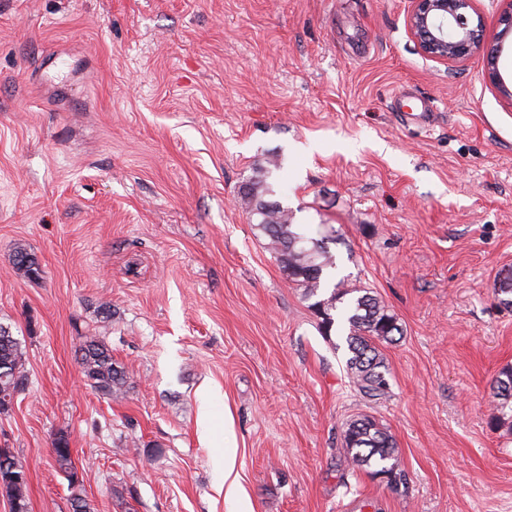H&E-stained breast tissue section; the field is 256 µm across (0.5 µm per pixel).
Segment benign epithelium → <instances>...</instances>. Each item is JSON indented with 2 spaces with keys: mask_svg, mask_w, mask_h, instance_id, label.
<instances>
[{
  "mask_svg": "<svg viewBox=\"0 0 512 512\" xmlns=\"http://www.w3.org/2000/svg\"><path fill=\"white\" fill-rule=\"evenodd\" d=\"M406 26L420 50L443 64L463 62L475 55L484 59V81L512 98L499 69L504 41L512 37V0L498 19L495 43L485 40V21L475 0H411Z\"/></svg>",
  "mask_w": 512,
  "mask_h": 512,
  "instance_id": "1",
  "label": "benign epithelium"
}]
</instances>
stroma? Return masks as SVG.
I'll list each match as a JSON object with an SVG mask.
<instances>
[{
	"label": "stroma",
	"mask_w": 512,
	"mask_h": 512,
	"mask_svg": "<svg viewBox=\"0 0 512 512\" xmlns=\"http://www.w3.org/2000/svg\"><path fill=\"white\" fill-rule=\"evenodd\" d=\"M410 6L0 0V325L26 358L0 448L29 512H72L60 436L95 512H512V401L493 396L512 368V102L482 56H424ZM272 152V200L333 225L337 276L399 320L381 398L249 220L239 189ZM87 335L128 371L123 398L87 384ZM359 415L405 487L346 469ZM14 265L24 276L36 280L40 278L41 267L36 256L24 248H19L14 254Z\"/></svg>",
	"instance_id": "35a3bbf8"
}]
</instances>
